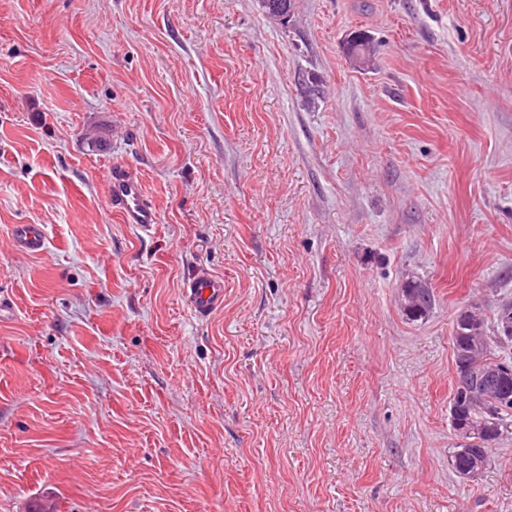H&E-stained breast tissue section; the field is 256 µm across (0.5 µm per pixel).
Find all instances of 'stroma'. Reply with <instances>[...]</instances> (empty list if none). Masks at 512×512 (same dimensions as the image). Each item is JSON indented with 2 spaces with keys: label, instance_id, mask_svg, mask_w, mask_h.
<instances>
[{
  "label": "stroma",
  "instance_id": "35a3bbf8",
  "mask_svg": "<svg viewBox=\"0 0 512 512\" xmlns=\"http://www.w3.org/2000/svg\"><path fill=\"white\" fill-rule=\"evenodd\" d=\"M2 292L0 512H512V425L449 462L452 320L512 301V0H0ZM110 202L126 224H136L143 232L152 231L158 223L156 209L142 182L125 168L112 169ZM13 242L17 250L29 254H40L45 248L44 234L36 224L16 225ZM183 291L189 308L196 316H209L224 302V279L206 269H199L186 282ZM402 295L409 304L403 314L408 320L425 319L436 305L435 295L428 284L420 280H410L402 286Z\"/></svg>",
  "mask_w": 512,
  "mask_h": 512
}]
</instances>
